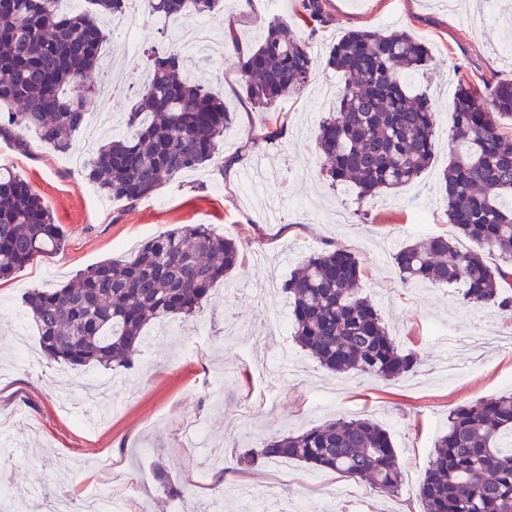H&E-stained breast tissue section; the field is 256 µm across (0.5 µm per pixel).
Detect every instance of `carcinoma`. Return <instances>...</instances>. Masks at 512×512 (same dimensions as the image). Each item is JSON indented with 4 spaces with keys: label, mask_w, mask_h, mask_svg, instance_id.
<instances>
[{
    "label": "carcinoma",
    "mask_w": 512,
    "mask_h": 512,
    "mask_svg": "<svg viewBox=\"0 0 512 512\" xmlns=\"http://www.w3.org/2000/svg\"><path fill=\"white\" fill-rule=\"evenodd\" d=\"M60 0H0V135L20 146L33 131L58 153L69 150L97 97L84 76L101 64L102 19L124 12L129 0H90L63 14ZM147 15L173 21L209 15L221 0H144ZM301 21H329L324 0H301ZM428 47L405 31L350 30L329 50L327 65L344 78L335 110L319 125L317 144L333 187L352 184L361 199L395 191L428 168L437 135L429 95L409 77L428 59ZM250 101L265 108L300 92L313 59L291 26L267 25L263 40L238 59ZM232 113L224 101L185 74L174 50L147 52L127 133L99 142L87 160L99 192L128 203L157 192L183 172L219 156ZM512 79L484 95L469 82L457 89L442 172L451 236H429L393 256L401 282L461 284L467 304L512 313L502 288L512 265ZM464 238L476 249L462 250ZM65 232L42 198L18 173L0 170V280L34 259L58 252ZM499 256L490 266L483 250ZM240 260L236 242L207 224H186L148 239L128 257L105 259L61 288H32L24 304L47 358L73 369L130 363L149 325L199 312L214 286ZM362 267L334 247L310 256L283 285L292 297L294 340L322 366L385 380L418 369L361 291ZM512 393L459 406L434 443L432 464L419 486L424 512H512ZM288 458L395 493L403 480L389 432L370 419L340 417L299 434L272 436L238 464Z\"/></svg>",
    "instance_id": "cac0c4a2"
}]
</instances>
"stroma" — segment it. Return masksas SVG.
<instances>
[{"label": "stroma", "instance_id": "stroma-1", "mask_svg": "<svg viewBox=\"0 0 512 512\" xmlns=\"http://www.w3.org/2000/svg\"><path fill=\"white\" fill-rule=\"evenodd\" d=\"M331 21H300V0H225L224 11L181 20L153 18L132 39L135 57L118 62L123 39L108 33L115 60L112 95L93 107L123 119L135 99L148 50L180 52L189 74L235 114L224 133L223 161L183 173L153 196L129 204L97 193L64 155L32 141L29 151L0 138V155L49 206L66 235L63 250L34 260L0 281V325L18 319L27 355L0 340V481L19 512L67 496L85 512L99 488L127 493L126 512H279L288 498L304 512H423L418 495L434 441L455 407L512 391V344L489 346L475 325L512 335V318L464 305L459 286L406 285L392 255L405 244L450 232L441 173L458 78L478 90L512 78V0H328ZM232 16L244 47L259 43L270 21L294 24L314 59L305 91L259 111L242 91L237 56L196 44L199 23L223 37ZM404 30L430 51L414 89L427 90L439 133L431 166L412 184L359 201L332 189L321 170L318 126L335 99L321 86L341 84L328 69L329 47L350 30ZM180 224H208L237 242L241 263L215 287L188 325L148 328L131 367L74 370L45 357L22 303L31 288H54L87 267L133 252ZM340 246L364 268L362 291L399 348L415 352L416 374L400 380L329 372L280 337L269 320L289 315L282 283L310 255ZM107 384L111 411L88 419L85 389ZM373 416L386 428L404 472L384 494L368 484L295 460L237 463L250 443L300 433L338 417ZM165 468L183 497H168L155 478Z\"/></svg>", "mask_w": 512, "mask_h": 512}]
</instances>
